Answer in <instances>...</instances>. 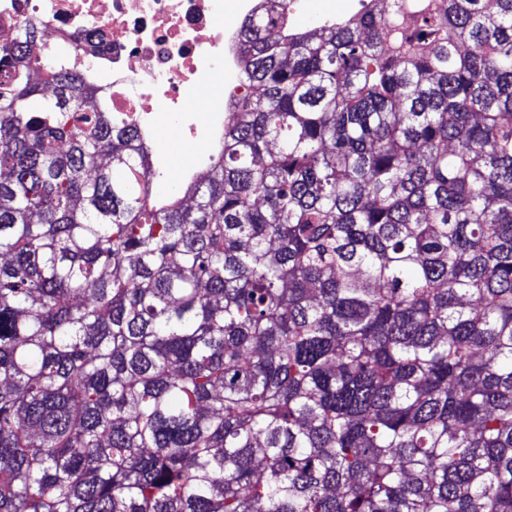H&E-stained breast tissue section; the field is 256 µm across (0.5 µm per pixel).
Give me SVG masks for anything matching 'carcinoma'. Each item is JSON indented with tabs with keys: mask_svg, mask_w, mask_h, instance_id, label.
<instances>
[{
	"mask_svg": "<svg viewBox=\"0 0 512 512\" xmlns=\"http://www.w3.org/2000/svg\"><path fill=\"white\" fill-rule=\"evenodd\" d=\"M240 25L182 197L0 40V512H512V0Z\"/></svg>",
	"mask_w": 512,
	"mask_h": 512,
	"instance_id": "obj_1",
	"label": "carcinoma"
}]
</instances>
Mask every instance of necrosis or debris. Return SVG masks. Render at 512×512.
<instances>
[{"instance_id": "obj_1", "label": "necrosis or debris", "mask_w": 512, "mask_h": 512, "mask_svg": "<svg viewBox=\"0 0 512 512\" xmlns=\"http://www.w3.org/2000/svg\"><path fill=\"white\" fill-rule=\"evenodd\" d=\"M225 0H0V35L38 19L45 38H87L86 58L112 75V109L147 135L180 128L187 145L224 128V103L199 105V91L238 68L237 26Z\"/></svg>"}]
</instances>
